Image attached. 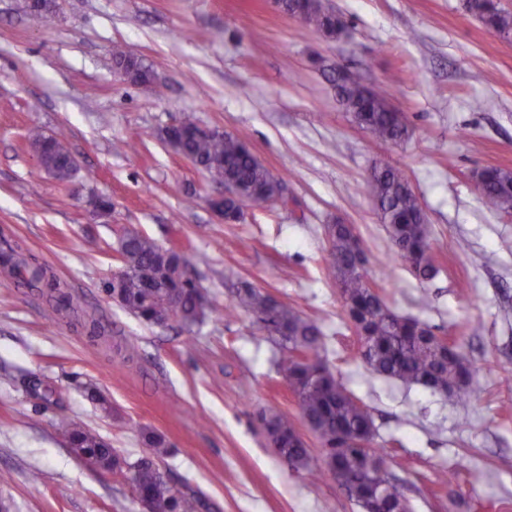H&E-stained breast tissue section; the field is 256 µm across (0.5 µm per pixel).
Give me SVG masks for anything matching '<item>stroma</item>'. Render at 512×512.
<instances>
[{"instance_id":"1","label":"stroma","mask_w":512,"mask_h":512,"mask_svg":"<svg viewBox=\"0 0 512 512\" xmlns=\"http://www.w3.org/2000/svg\"><path fill=\"white\" fill-rule=\"evenodd\" d=\"M56 2L40 19L24 0H0V242L46 266L75 306L54 314L45 289L0 267V502L140 512L126 483L71 452L64 435L77 423L131 462L141 429L165 435L161 467L209 512H359L329 476L281 462L257 426L260 411L297 408L267 332L223 314L246 279L319 320L330 366L370 408L374 446L412 512H512V216L487 210L476 184L482 169L512 171V37L464 0H329L345 23L333 38L274 0ZM117 45L151 66L152 85L117 74ZM336 66L406 115L405 141L378 144L351 122L323 74ZM186 112L245 142L289 207L220 220L208 205L220 185L160 137ZM37 132L63 134L73 184L38 166ZM376 163L403 170L421 201L440 268L431 281L400 263L373 210L364 179ZM90 193L111 199L110 216L87 212ZM336 222L355 226L387 304L476 367L465 401L367 374L324 274V227ZM127 229L179 244L216 317L184 332L113 304L104 288ZM92 321L105 336L88 335ZM447 468L456 479L443 488Z\"/></svg>"}]
</instances>
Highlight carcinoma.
<instances>
[{
    "mask_svg": "<svg viewBox=\"0 0 512 512\" xmlns=\"http://www.w3.org/2000/svg\"><path fill=\"white\" fill-rule=\"evenodd\" d=\"M278 6L284 13L303 9L307 24L327 36L338 34L343 26L328 0H278ZM466 8L487 28L504 36L512 34V13L497 8L490 0H466ZM328 79L337 82V94L352 122L375 142L398 143L408 137L405 117L385 96L358 81H337L332 70ZM179 126L186 134L181 142L183 151L213 180L233 182L239 189L237 195L224 199L226 222L240 220L247 203L262 208L284 203L280 182L238 137L227 132L198 136V122L190 115L181 118ZM54 141L55 151L42 155V159L64 180L70 176L65 162L71 152L60 138ZM479 180L485 206L497 213L512 214V173L486 168ZM365 191L397 256L417 280L433 279L438 269L427 217L404 173L393 166L376 165L366 179ZM326 253L325 271L339 288L348 327L361 340L359 356L366 370L450 397L464 395L476 369L463 361L454 344L445 347L428 340L433 335L431 326L397 314L380 293L373 291L360 239L348 226L336 225V233L327 240ZM3 254L13 261L14 270L26 272L25 284H40L48 291L55 300L56 314L73 310L71 297L44 267L30 263L10 245ZM116 261L119 271L107 281L106 292L129 314L154 326L176 322L186 330L212 314L205 290L188 276L190 264L184 253L129 230ZM230 307L234 312L252 315L269 332L280 352L277 370L297 398L300 418L318 441L327 471L340 473L348 484L350 499L357 505L371 504L376 512H400L404 502L401 485L387 461L374 449L352 441L360 435H376L373 417L321 355L318 321L247 281L233 288ZM258 422L262 433L273 439L282 462L295 469L307 467L309 448L298 438L288 415L271 411L260 415ZM66 435L74 451L96 461L100 474L130 483L148 503L149 512H201L204 507L201 498L174 484L160 468L158 460L168 453L162 435L144 434L147 452L133 463L81 425H72Z\"/></svg>",
    "mask_w": 512,
    "mask_h": 512,
    "instance_id": "obj_1",
    "label": "carcinoma"
}]
</instances>
